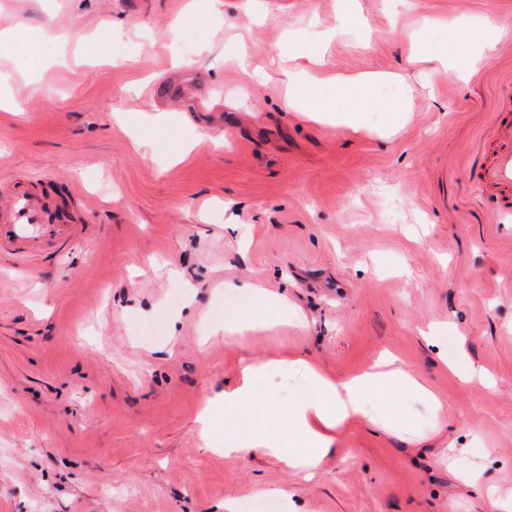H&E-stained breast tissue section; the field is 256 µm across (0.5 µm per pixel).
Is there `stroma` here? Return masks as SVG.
I'll return each mask as SVG.
<instances>
[{
  "mask_svg": "<svg viewBox=\"0 0 512 512\" xmlns=\"http://www.w3.org/2000/svg\"><path fill=\"white\" fill-rule=\"evenodd\" d=\"M347 4L361 17L345 24ZM487 16L512 21V0H0V190L40 179L72 226L0 250V512H224L228 497L267 512L273 488L305 512H491L427 443L358 424L305 481L224 456L220 428L205 449L198 422L241 356L305 350L345 376L387 349L512 486V221L475 178L512 114V41L484 42ZM20 25L46 33L39 73ZM236 39L266 85L225 59ZM322 45V75H407L374 91L412 90L402 131L380 136L374 111L355 133L284 107L278 49ZM459 56L478 77L455 73ZM255 275L308 329L226 337L253 311L231 285ZM471 364L492 386L460 379Z\"/></svg>",
  "mask_w": 512,
  "mask_h": 512,
  "instance_id": "obj_1",
  "label": "stroma"
}]
</instances>
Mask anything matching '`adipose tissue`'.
<instances>
[{
    "label": "adipose tissue",
    "instance_id": "adipose-tissue-1",
    "mask_svg": "<svg viewBox=\"0 0 512 512\" xmlns=\"http://www.w3.org/2000/svg\"><path fill=\"white\" fill-rule=\"evenodd\" d=\"M284 76L289 110L305 113L319 124L337 121L352 131L363 130L362 115L371 106L364 92L372 86L373 75L335 76L322 84L308 68L297 65L286 69ZM237 288L253 300L256 312L251 320L225 325V333L241 335L273 322L303 325L287 296L269 294L263 278L242 281ZM284 378L307 380L310 394L281 407L276 394ZM415 404L429 414V427L419 424L411 410ZM219 414L224 417L225 455L259 453L306 480L318 475L324 459L336 451L341 435L352 425L366 423L373 432L408 445L440 437L448 428L444 401L416 368L389 351L380 352L370 364L344 377L328 373L313 356L302 352L240 357L223 399H209L203 405L199 418L203 436H210ZM488 453L482 436L473 430L467 441L447 442L440 461L454 468L460 483L483 490L494 512H512V492L500 493L488 486L478 464ZM463 454L475 457V464L457 468L456 461Z\"/></svg>",
    "mask_w": 512,
    "mask_h": 512
}]
</instances>
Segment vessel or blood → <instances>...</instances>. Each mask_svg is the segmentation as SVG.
Here are the masks:
<instances>
[{
	"label": "vessel or blood",
	"instance_id": "1",
	"mask_svg": "<svg viewBox=\"0 0 512 512\" xmlns=\"http://www.w3.org/2000/svg\"><path fill=\"white\" fill-rule=\"evenodd\" d=\"M479 177L491 191L494 213L512 214V127L498 139ZM52 226L47 205L33 183L15 182L0 192V241L18 237L23 228Z\"/></svg>",
	"mask_w": 512,
	"mask_h": 512
}]
</instances>
